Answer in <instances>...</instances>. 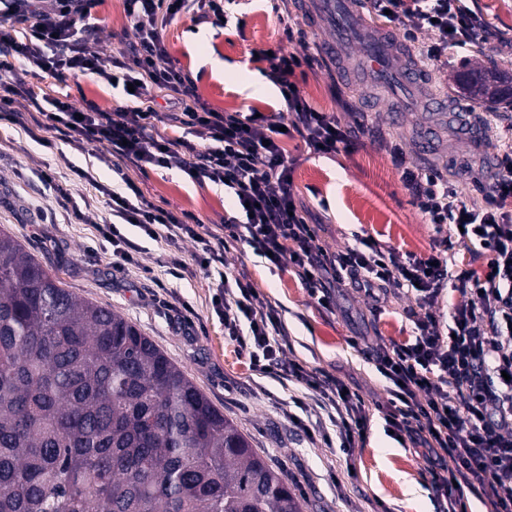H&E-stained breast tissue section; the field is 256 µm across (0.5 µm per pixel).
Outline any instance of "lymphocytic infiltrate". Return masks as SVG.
Listing matches in <instances>:
<instances>
[{"label": "lymphocytic infiltrate", "mask_w": 512, "mask_h": 512, "mask_svg": "<svg viewBox=\"0 0 512 512\" xmlns=\"http://www.w3.org/2000/svg\"><path fill=\"white\" fill-rule=\"evenodd\" d=\"M236 0H125L137 41L128 59L104 58L87 47L97 30L92 19L99 0H0V121L21 129L38 144L56 141L92 146L95 158L112 171L113 188L103 194L112 219L102 234L112 245V263L132 262L139 250L122 225L178 246L191 240V261L173 260L169 275L184 279L203 273L214 290L212 304L224 322V337L249 354L252 371L272 374L302 389L296 407L313 401L328 429L324 442L338 441L350 452L365 440L370 408L341 380L284 360L288 330L278 310L259 300L244 277L223 270L225 240L243 241L255 255L278 266L290 260L309 295L324 308L333 299L325 274L349 273L371 301L386 287L407 289L419 309L413 338L376 348L371 360L387 381L390 398L379 406L395 439L420 445L430 463L431 488L440 512H467L463 487L479 490L486 512H512V150L498 153L496 173L481 203L463 200L448 175L433 163L407 164L392 147L395 165L412 203L426 223L459 227L460 245L488 257L484 273L457 276L461 303L451 325L435 315L449 276L447 239L429 254L384 249L370 237L333 256L317 245L294 184V166L282 147L299 137L313 153L333 155L354 148L363 127H345L335 115L312 107L297 80L314 70V54L258 49L259 60L278 87L285 112L255 115L219 111L204 100L189 74L173 62L163 27L179 16L226 26ZM358 18L383 19L401 36L417 68L448 62L457 50L486 45V22L467 0H354ZM58 77L92 76L133 85L126 105L104 112L76 111L56 101L53 111L28 115L13 108L18 88L8 77L16 69ZM167 90L181 111V126L202 130L205 144L186 137L153 134L155 93ZM155 168L178 169L224 186L233 210L220 227L191 222L143 199L128 175Z\"/></svg>", "instance_id": "1"}]
</instances>
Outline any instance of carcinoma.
<instances>
[{
    "label": "carcinoma",
    "instance_id": "1",
    "mask_svg": "<svg viewBox=\"0 0 512 512\" xmlns=\"http://www.w3.org/2000/svg\"><path fill=\"white\" fill-rule=\"evenodd\" d=\"M473 99L512 100L474 69ZM0 512H302L157 345L0 232Z\"/></svg>",
    "mask_w": 512,
    "mask_h": 512
}]
</instances>
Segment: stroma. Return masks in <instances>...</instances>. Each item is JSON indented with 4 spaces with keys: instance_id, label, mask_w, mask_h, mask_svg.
Instances as JSON below:
<instances>
[{
    "instance_id": "stroma-1",
    "label": "stroma",
    "mask_w": 512,
    "mask_h": 512,
    "mask_svg": "<svg viewBox=\"0 0 512 512\" xmlns=\"http://www.w3.org/2000/svg\"><path fill=\"white\" fill-rule=\"evenodd\" d=\"M474 4L493 32L491 40L485 48L471 47L449 56L447 65L426 71L413 90H404L393 80L378 81L365 70L354 43L347 46L346 54L358 111L344 109L332 93L335 63H324L301 80L306 99L316 109L335 113L343 125L362 123L374 129L373 135L361 137L356 148L331 156L310 153L296 139L283 144L294 162L298 197L327 254L353 246L366 235L384 248L417 255L430 252L436 229L413 205L388 143L401 144L409 161L440 164L460 197L480 200L495 172L497 154L512 145V106L502 104L497 112L488 113L478 101L459 93L456 80L475 64L512 76V0H474ZM235 14V21L223 28L184 16L168 22L164 36L172 57L216 109L284 111L277 88L264 94L249 91L253 75L264 69L263 63L252 60L251 49L278 46L287 53H314L333 37L331 25L323 19L304 25L303 39L288 40L282 18L303 17L301 0H286L277 9L270 0H246L236 6ZM96 17L99 29L90 38L89 49L103 57L128 53L135 37L125 0H100ZM13 80L34 93L30 99L16 97L14 107L23 112L38 104L52 110L58 99L77 108L92 104L105 112L125 102L122 90L88 76L61 80L41 71H20ZM434 97L448 98L451 110L430 109ZM91 161L88 146L63 143L50 151L19 128L0 123V229L59 273L75 296L112 309L149 336L238 424L266 461L283 471L304 512H373L379 503L391 512H407L411 489L419 485L427 489L428 463L419 449L390 436L381 416H373L366 442L351 456L312 440L320 427L314 412L300 409L297 422L286 421L269 397L288 399L287 384L253 374L247 354L225 342L224 324L211 306L204 275L177 283L179 297L196 312L193 331L186 335L173 328L167 307L139 273L146 267L163 275L170 259L165 244L128 227V235L143 246L139 269L128 271L113 267L112 248L97 230L108 217L104 204L87 208L85 223H69L57 191L66 189L71 204H82L90 192L71 168ZM48 169L56 173V188H48L41 179ZM130 176L148 202L176 213L191 212L202 224L223 223L231 208L232 195L223 186L176 169L157 168L144 175L134 170ZM224 261L232 273L253 283L261 301L279 310L288 329L287 359L335 376L368 405L388 400L387 383L369 353L373 346L411 338L414 324L407 316L415 305L411 295L387 290L376 313L364 292L343 275L327 279L335 304L326 309L308 295L291 264L272 266L246 244L233 241L224 245ZM356 336L366 337V346L353 347ZM348 462L356 472L354 488L341 499L333 474Z\"/></svg>"
}]
</instances>
